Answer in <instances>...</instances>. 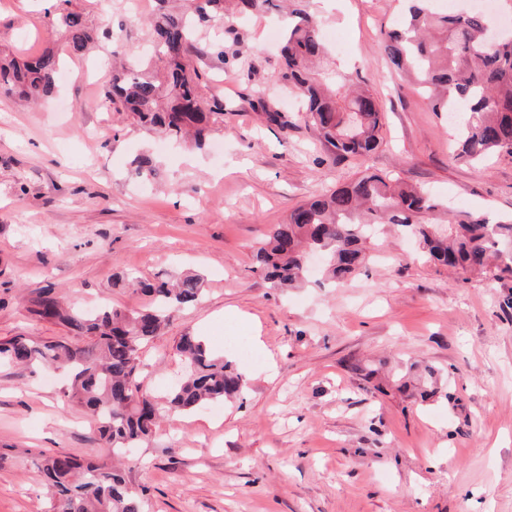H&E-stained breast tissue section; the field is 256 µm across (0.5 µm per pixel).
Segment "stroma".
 <instances>
[{"mask_svg":"<svg viewBox=\"0 0 512 512\" xmlns=\"http://www.w3.org/2000/svg\"><path fill=\"white\" fill-rule=\"evenodd\" d=\"M95 36L68 58L57 95L29 103L0 95V340L67 335L29 307L50 288L85 311L128 310L149 297L120 279L199 274L202 299L176 312L146 345L156 393L176 381L179 336H205L242 373L241 397L220 414L200 408L159 420L131 480L145 512H512V278L460 281L426 262L413 238L378 232L349 284L286 291L253 273L272 225L324 187L361 172L397 171L440 200L495 218L512 214V158L481 168L453 157L448 116L432 111L382 49L399 0H322L348 43L345 68L381 98L384 141L369 157L333 160L302 123L283 129L254 107L280 66L273 16L237 29L227 53L194 57L204 99L224 104L212 135L223 155L146 131L98 107L109 74L96 57L138 48L157 0H71ZM46 0H0V53L66 56ZM153 153L158 177H130ZM433 390L429 400L412 387ZM67 377L0 365V512H49L35 462L65 449L98 454L93 421L64 394Z\"/></svg>","mask_w":512,"mask_h":512,"instance_id":"obj_1","label":"stroma"}]
</instances>
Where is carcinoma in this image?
I'll list each match as a JSON object with an SVG mask.
<instances>
[{"mask_svg": "<svg viewBox=\"0 0 512 512\" xmlns=\"http://www.w3.org/2000/svg\"><path fill=\"white\" fill-rule=\"evenodd\" d=\"M226 2L189 0L186 14H154V52L143 57L132 53L135 66L112 72L102 85L98 105L128 112L140 127L171 140L188 136L204 145L213 128L224 122V103L201 99L191 57L199 53L205 25L220 22L224 32L234 31ZM235 2L241 14L273 5V0ZM294 2L283 20V65L270 82L299 95L301 120L334 159L367 156L381 142L379 98L350 73L328 77L313 69L329 60L322 21L305 8L304 0ZM406 2L400 28L385 33L384 52L398 70L418 82L433 111L465 108L455 126L456 159L477 165L490 155L512 156V33L505 32L492 45L487 34L493 19L487 13L449 12L437 8L435 0ZM68 4L61 0L52 25L64 33L70 55L80 57L91 31L83 14ZM59 71V62L49 52L21 63L0 58V94L49 98L56 91ZM257 106L268 122L283 129L292 125L288 115L265 100L261 89ZM157 175L156 163L145 154L135 159L130 171L136 180ZM446 209L415 185L386 173L366 172L298 205L284 222L273 225L256 250V271L272 288H296L306 278L307 254L317 251L324 260V279L343 285L365 265L364 243L377 226L393 224L417 237L430 260L465 276L512 277V217L491 223L457 210L448 215L443 229L424 220V215ZM128 286L152 297L154 308L126 311L107 304L88 314L64 307L44 289L31 301L30 313L66 326L71 335L41 342L20 334L0 341V363L67 371V398L95 421L101 445L95 458L55 451L37 463L52 494L51 512H144L143 495L129 479L135 467L129 452L150 441L161 417L222 403L243 390L242 375L232 361L199 337L185 334L175 345L184 374L164 396H157L141 375L142 347L162 333L173 310L200 300L203 278L187 275L174 283L132 278Z\"/></svg>", "mask_w": 512, "mask_h": 512, "instance_id": "carcinoma-1", "label": "carcinoma"}]
</instances>
